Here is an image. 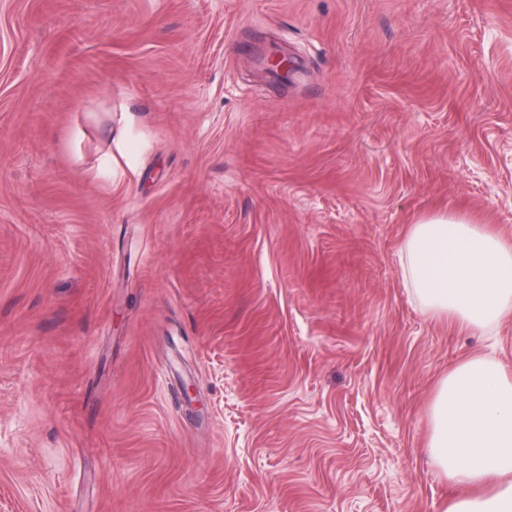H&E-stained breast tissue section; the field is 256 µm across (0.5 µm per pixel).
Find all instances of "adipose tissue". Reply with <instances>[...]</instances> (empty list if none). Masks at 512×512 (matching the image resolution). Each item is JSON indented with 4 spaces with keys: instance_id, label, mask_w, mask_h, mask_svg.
<instances>
[{
    "instance_id": "obj_1",
    "label": "adipose tissue",
    "mask_w": 512,
    "mask_h": 512,
    "mask_svg": "<svg viewBox=\"0 0 512 512\" xmlns=\"http://www.w3.org/2000/svg\"><path fill=\"white\" fill-rule=\"evenodd\" d=\"M406 260L432 312L472 330L512 317V241L468 215L418 219ZM429 448L452 489L442 512H512V377L495 351L463 361L440 382Z\"/></svg>"
}]
</instances>
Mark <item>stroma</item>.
<instances>
[{
	"mask_svg": "<svg viewBox=\"0 0 512 512\" xmlns=\"http://www.w3.org/2000/svg\"><path fill=\"white\" fill-rule=\"evenodd\" d=\"M440 210L512 240V0H0V512H439Z\"/></svg>",
	"mask_w": 512,
	"mask_h": 512,
	"instance_id": "stroma-1",
	"label": "stroma"
}]
</instances>
